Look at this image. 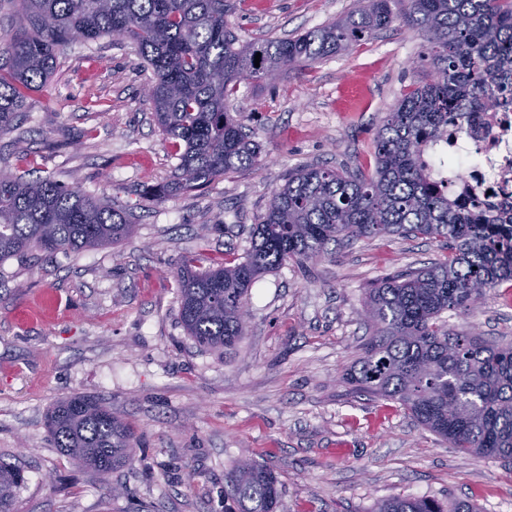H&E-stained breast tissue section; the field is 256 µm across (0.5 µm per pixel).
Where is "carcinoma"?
I'll return each mask as SVG.
<instances>
[{
	"instance_id": "cac0c4a2",
	"label": "carcinoma",
	"mask_w": 512,
	"mask_h": 512,
	"mask_svg": "<svg viewBox=\"0 0 512 512\" xmlns=\"http://www.w3.org/2000/svg\"><path fill=\"white\" fill-rule=\"evenodd\" d=\"M15 27L0 33V132L14 126L28 92L44 86L74 42L96 43L122 28L154 78L150 101L175 166L174 186L140 197L192 191L256 165L260 151L226 105L241 76L271 79L349 50L399 16L427 33L431 78L413 85L382 117L374 168L308 167L288 174L250 229L241 260L177 270L181 324L205 351L228 352L245 336L240 310L259 277L290 261L328 254L344 237L435 239L445 260L380 281L366 296L373 332L343 381L354 393L399 403L461 452L512 459V346L448 329L447 312H469L472 285L512 282V210L448 194L431 152L477 112L512 109V0H365L360 12L286 39L241 43L227 30L231 0H6ZM259 65H254L256 54ZM129 213L49 177L0 172V263L38 254H79L127 239ZM53 447L109 482L133 463L137 437L91 395L57 401L46 419ZM22 470L0 458V512H14ZM276 477L253 463L224 474V512H279ZM374 512H477L457 499L392 497Z\"/></svg>"
}]
</instances>
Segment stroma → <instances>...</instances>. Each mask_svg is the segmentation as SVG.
<instances>
[{
	"instance_id": "35a3bbf8",
	"label": "stroma",
	"mask_w": 512,
	"mask_h": 512,
	"mask_svg": "<svg viewBox=\"0 0 512 512\" xmlns=\"http://www.w3.org/2000/svg\"><path fill=\"white\" fill-rule=\"evenodd\" d=\"M362 0H238L242 42L291 38L357 12ZM425 38L402 21L305 71L240 85L228 99L261 154L254 167L163 201L174 161L144 89L150 68L127 44H73L16 128L0 169L53 173L115 206L137 231L115 248L0 263V456L26 478L15 512H224V472L270 469L284 512H372L397 496L463 498L512 512V461L450 448L398 403L348 392L343 375L371 332L369 288L444 258L438 242L369 237L333 259L288 263L249 291L248 333L230 355L199 350L178 314L177 267L239 257L288 171L373 164L380 121L429 69ZM105 111L86 109L89 96ZM448 326L512 343V302L484 293ZM104 399L135 431L134 462L98 478L53 448L44 426L59 399Z\"/></svg>"
}]
</instances>
